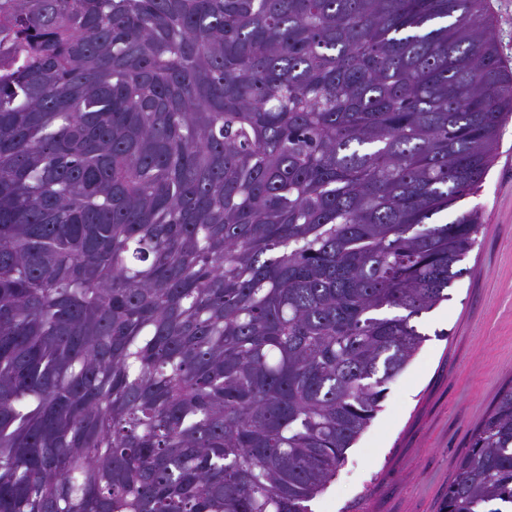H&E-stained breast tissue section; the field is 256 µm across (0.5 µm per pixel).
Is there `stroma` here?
Returning <instances> with one entry per match:
<instances>
[{
  "mask_svg": "<svg viewBox=\"0 0 512 512\" xmlns=\"http://www.w3.org/2000/svg\"><path fill=\"white\" fill-rule=\"evenodd\" d=\"M479 244L449 298L417 319L427 340L312 512H441L448 481L498 393L512 386V120L477 194Z\"/></svg>",
  "mask_w": 512,
  "mask_h": 512,
  "instance_id": "stroma-1",
  "label": "stroma"
}]
</instances>
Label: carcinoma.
I'll return each instance as SVG.
<instances>
[{
	"instance_id": "obj_1",
	"label": "carcinoma",
	"mask_w": 512,
	"mask_h": 512,
	"mask_svg": "<svg viewBox=\"0 0 512 512\" xmlns=\"http://www.w3.org/2000/svg\"><path fill=\"white\" fill-rule=\"evenodd\" d=\"M511 117L485 0H0V512H309ZM494 502L511 387L442 512Z\"/></svg>"
}]
</instances>
